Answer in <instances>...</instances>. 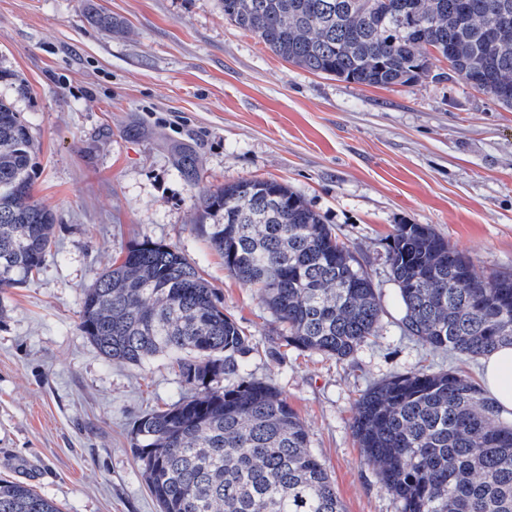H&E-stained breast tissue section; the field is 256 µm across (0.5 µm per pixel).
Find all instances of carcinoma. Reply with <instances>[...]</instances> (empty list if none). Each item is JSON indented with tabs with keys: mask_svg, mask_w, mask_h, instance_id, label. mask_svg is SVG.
Listing matches in <instances>:
<instances>
[{
	"mask_svg": "<svg viewBox=\"0 0 512 512\" xmlns=\"http://www.w3.org/2000/svg\"><path fill=\"white\" fill-rule=\"evenodd\" d=\"M494 0H221L224 18L311 73L366 86L431 76V57L512 109V28L488 37ZM39 150L0 97V293L34 277L55 243L34 198ZM175 165L195 178V160ZM200 225L224 268L256 290L286 345L338 361L377 336L369 273L288 185L250 180L199 191ZM403 335L478 358L512 346V275L477 277L427 224L387 237ZM80 327L108 360L170 359L188 395L138 418L132 452L159 512H345L308 432L250 369L254 347L217 289L181 251L136 241L84 290ZM353 431L400 512H512V419L461 369L420 366L368 388ZM0 512H60L0 478Z\"/></svg>",
	"mask_w": 512,
	"mask_h": 512,
	"instance_id": "1",
	"label": "carcinoma"
}]
</instances>
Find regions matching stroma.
I'll use <instances>...</instances> for the list:
<instances>
[{
	"label": "stroma",
	"mask_w": 512,
	"mask_h": 512,
	"mask_svg": "<svg viewBox=\"0 0 512 512\" xmlns=\"http://www.w3.org/2000/svg\"><path fill=\"white\" fill-rule=\"evenodd\" d=\"M123 26L113 34L96 15ZM390 87L318 75L225 20L221 0H0V95L39 142L34 195L56 245L0 296V476L62 512H158L131 452L143 412L185 396L167 360L105 359L81 332L85 288L124 246L179 249L254 347L251 369L302 419L345 512H399L352 430L360 395L454 357L403 337L385 239L428 224L484 279L512 274V110L464 79ZM191 146L199 175L174 168ZM288 184L370 274L378 336L336 361L284 345L254 288L198 231L200 188Z\"/></svg>",
	"instance_id": "35a3bbf8"
}]
</instances>
